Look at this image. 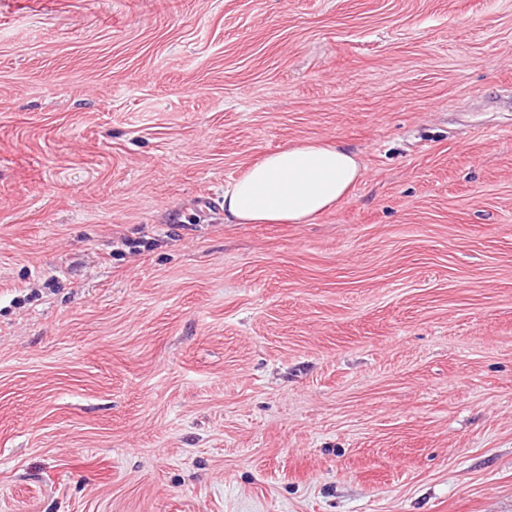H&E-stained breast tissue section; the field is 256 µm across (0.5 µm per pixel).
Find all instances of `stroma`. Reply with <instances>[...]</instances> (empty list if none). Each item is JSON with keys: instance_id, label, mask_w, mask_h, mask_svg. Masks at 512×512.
Masks as SVG:
<instances>
[{"instance_id": "1", "label": "stroma", "mask_w": 512, "mask_h": 512, "mask_svg": "<svg viewBox=\"0 0 512 512\" xmlns=\"http://www.w3.org/2000/svg\"><path fill=\"white\" fill-rule=\"evenodd\" d=\"M0 512H512V0H0ZM361 178L343 145L305 140L267 153L224 189L228 224H308L346 197Z\"/></svg>"}]
</instances>
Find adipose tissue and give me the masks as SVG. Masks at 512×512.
Returning <instances> with one entry per match:
<instances>
[{
  "label": "adipose tissue",
  "instance_id": "adipose-tissue-1",
  "mask_svg": "<svg viewBox=\"0 0 512 512\" xmlns=\"http://www.w3.org/2000/svg\"><path fill=\"white\" fill-rule=\"evenodd\" d=\"M361 178L341 144L305 140L264 155L224 190L228 224H307L346 197Z\"/></svg>",
  "mask_w": 512,
  "mask_h": 512
}]
</instances>
